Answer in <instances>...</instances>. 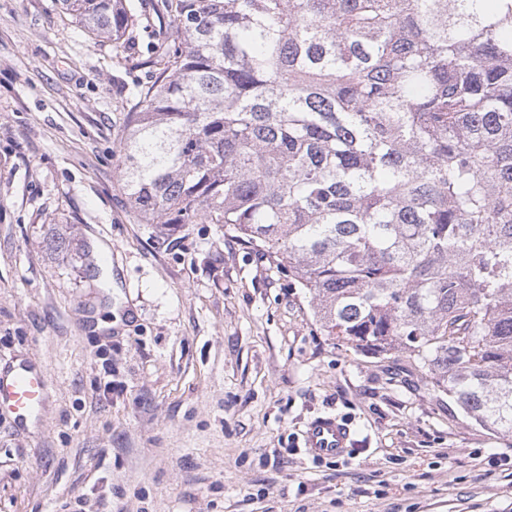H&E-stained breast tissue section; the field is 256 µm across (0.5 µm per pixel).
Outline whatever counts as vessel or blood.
Returning <instances> with one entry per match:
<instances>
[{"label": "vessel or blood", "mask_w": 512, "mask_h": 512, "mask_svg": "<svg viewBox=\"0 0 512 512\" xmlns=\"http://www.w3.org/2000/svg\"><path fill=\"white\" fill-rule=\"evenodd\" d=\"M48 386V373L36 362L0 369V409L12 413L22 424L40 417ZM349 443V428L333 416L311 421L304 432L305 449L315 457H341Z\"/></svg>", "instance_id": "obj_1"}]
</instances>
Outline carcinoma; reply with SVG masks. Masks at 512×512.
<instances>
[{"instance_id": "carcinoma-1", "label": "carcinoma", "mask_w": 512, "mask_h": 512, "mask_svg": "<svg viewBox=\"0 0 512 512\" xmlns=\"http://www.w3.org/2000/svg\"><path fill=\"white\" fill-rule=\"evenodd\" d=\"M139 42L130 0H63ZM118 154L159 233L222 224L316 324L512 434V0H161Z\"/></svg>"}]
</instances>
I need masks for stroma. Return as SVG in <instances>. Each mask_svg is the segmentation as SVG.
I'll return each instance as SVG.
<instances>
[{
  "label": "stroma",
  "mask_w": 512,
  "mask_h": 512,
  "mask_svg": "<svg viewBox=\"0 0 512 512\" xmlns=\"http://www.w3.org/2000/svg\"><path fill=\"white\" fill-rule=\"evenodd\" d=\"M131 53L60 0H0V365L50 378L41 424L0 414V512H512V435L401 351L338 346L221 225L132 217L117 154L151 68ZM327 415L343 457L304 450Z\"/></svg>",
  "instance_id": "1"
}]
</instances>
